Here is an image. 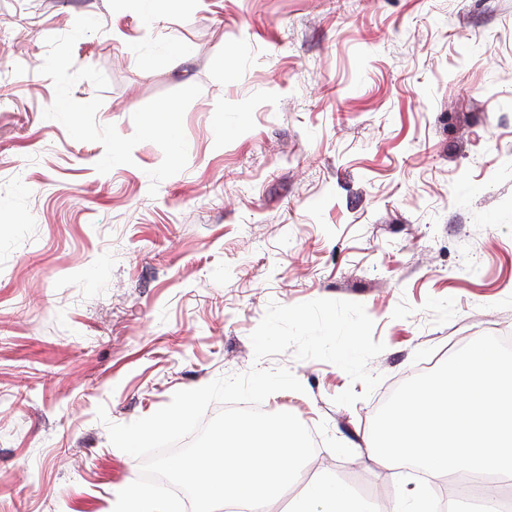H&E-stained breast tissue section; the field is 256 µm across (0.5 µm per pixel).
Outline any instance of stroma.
Returning <instances> with one entry per match:
<instances>
[{"label": "stroma", "mask_w": 512, "mask_h": 512, "mask_svg": "<svg viewBox=\"0 0 512 512\" xmlns=\"http://www.w3.org/2000/svg\"><path fill=\"white\" fill-rule=\"evenodd\" d=\"M157 13L0 0V512H110L140 462L98 406L128 424L256 363L303 385L263 407L310 430L312 468L393 503L398 471L366 456L382 403L512 337V0ZM319 298L373 320L372 393L255 361L269 302Z\"/></svg>", "instance_id": "1"}]
</instances>
